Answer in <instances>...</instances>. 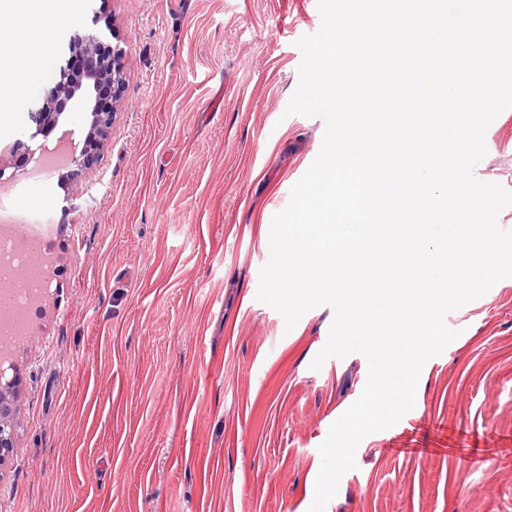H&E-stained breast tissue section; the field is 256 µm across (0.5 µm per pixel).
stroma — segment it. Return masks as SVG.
Instances as JSON below:
<instances>
[{
	"label": "stroma",
	"mask_w": 512,
	"mask_h": 512,
	"mask_svg": "<svg viewBox=\"0 0 512 512\" xmlns=\"http://www.w3.org/2000/svg\"><path fill=\"white\" fill-rule=\"evenodd\" d=\"M317 0H83L0 132L41 152V108L93 35L125 91L94 163L33 180L13 163L0 212L53 226L48 286L10 344L20 452L0 512H308L332 423L365 357L311 363L333 321L293 330L257 300L271 221L320 152L324 123L285 116ZM474 173L512 191V108ZM415 405L358 445L325 512H512V278L448 314Z\"/></svg>",
	"instance_id": "obj_1"
}]
</instances>
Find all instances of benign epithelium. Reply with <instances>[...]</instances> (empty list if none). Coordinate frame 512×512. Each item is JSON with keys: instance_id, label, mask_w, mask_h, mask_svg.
Listing matches in <instances>:
<instances>
[{"instance_id": "benign-epithelium-1", "label": "benign epithelium", "mask_w": 512, "mask_h": 512, "mask_svg": "<svg viewBox=\"0 0 512 512\" xmlns=\"http://www.w3.org/2000/svg\"><path fill=\"white\" fill-rule=\"evenodd\" d=\"M73 54L84 61V71L77 73L70 68L60 72V79L51 90L43 105V124L40 134L47 136L67 104L77 99L92 115L86 138L89 148L81 157H69L67 165L74 166L70 176L76 179L84 167L95 158L96 151L112 122V104L124 90L123 62L120 51L106 48L95 36H87L73 44ZM22 380L18 373L6 376L0 371V467L17 456L15 399Z\"/></svg>"}]
</instances>
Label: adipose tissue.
I'll return each instance as SVG.
<instances>
[{"instance_id": "1", "label": "adipose tissue", "mask_w": 512, "mask_h": 512, "mask_svg": "<svg viewBox=\"0 0 512 512\" xmlns=\"http://www.w3.org/2000/svg\"><path fill=\"white\" fill-rule=\"evenodd\" d=\"M77 0H0V14L21 22L0 42V112L14 111L48 65L51 32L63 20H78Z\"/></svg>"}]
</instances>
